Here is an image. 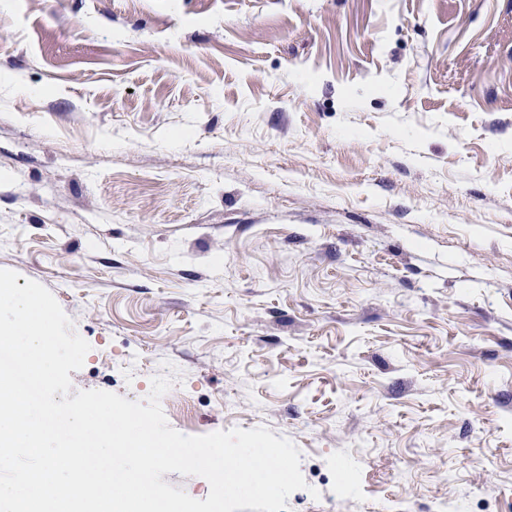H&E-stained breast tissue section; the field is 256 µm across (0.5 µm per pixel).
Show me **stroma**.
Segmentation results:
<instances>
[{
    "instance_id": "35a3bbf8",
    "label": "stroma",
    "mask_w": 512,
    "mask_h": 512,
    "mask_svg": "<svg viewBox=\"0 0 512 512\" xmlns=\"http://www.w3.org/2000/svg\"><path fill=\"white\" fill-rule=\"evenodd\" d=\"M0 269L73 391L294 442L290 512H512V0H0Z\"/></svg>"
}]
</instances>
